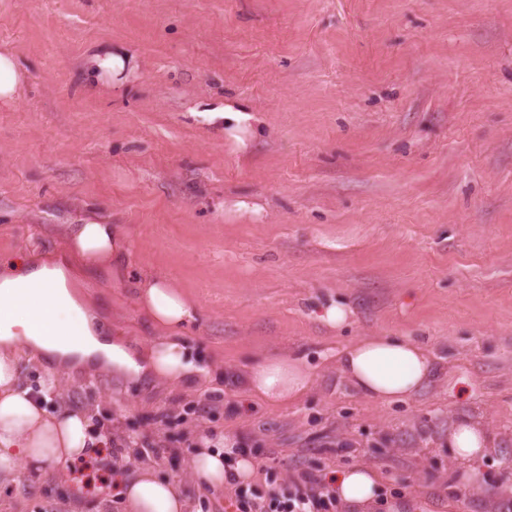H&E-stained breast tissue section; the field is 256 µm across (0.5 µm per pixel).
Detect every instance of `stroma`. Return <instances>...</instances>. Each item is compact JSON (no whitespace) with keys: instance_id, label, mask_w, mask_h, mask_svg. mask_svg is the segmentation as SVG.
Listing matches in <instances>:
<instances>
[{"instance_id":"1","label":"stroma","mask_w":512,"mask_h":512,"mask_svg":"<svg viewBox=\"0 0 512 512\" xmlns=\"http://www.w3.org/2000/svg\"><path fill=\"white\" fill-rule=\"evenodd\" d=\"M112 44L138 69L92 86ZM25 70L0 110V255L60 250L59 230L119 224L134 274L168 276L199 306L186 339L242 373L270 353L304 357L311 389L239 407L235 386L144 381L22 356L24 382L60 371V395L134 441L164 438L159 476L189 512H225L189 478L188 443L232 432L261 464L252 485L359 464L384 499L423 512H512V0H0V48ZM250 113L239 134L211 123ZM138 342L154 331L133 291L83 289ZM333 301L341 331L320 316ZM364 336L426 345L439 375L393 405L336 367ZM484 419L496 446L470 492L448 427ZM106 486H0V512H126Z\"/></svg>"}]
</instances>
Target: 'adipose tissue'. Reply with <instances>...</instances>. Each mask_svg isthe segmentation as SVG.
<instances>
[{
    "instance_id": "adipose-tissue-1",
    "label": "adipose tissue",
    "mask_w": 512,
    "mask_h": 512,
    "mask_svg": "<svg viewBox=\"0 0 512 512\" xmlns=\"http://www.w3.org/2000/svg\"><path fill=\"white\" fill-rule=\"evenodd\" d=\"M132 57L100 46L88 58L91 83L111 84ZM132 255L120 225L87 221L69 225L60 253L38 260L29 252L0 257V484L36 479L45 471L65 473L76 460L104 447L106 437L89 415L65 404L47 412L45 404L59 387L50 378L40 389L22 383L18 354L32 349L61 362L92 360L122 384L152 378L170 385L215 381L217 369L190 348L184 330L198 306L162 275L129 280ZM113 285H132L137 310L158 336L142 344L113 328L104 335L98 317L79 294L91 274ZM343 379L360 395L391 404L416 395L434 374L428 349L402 336H368L350 342L337 356ZM314 375L305 359L270 354L251 367L241 388L270 404L302 397ZM494 434L481 419L464 416L448 430L452 458L465 482L481 477L477 460L494 448ZM258 467L237 437L200 434L190 472L201 488L219 493L230 481L247 482ZM127 512H185L179 486L158 477L153 463H139L131 476L118 478ZM333 488L349 512H368L380 492L377 473L361 465L336 472Z\"/></svg>"
}]
</instances>
